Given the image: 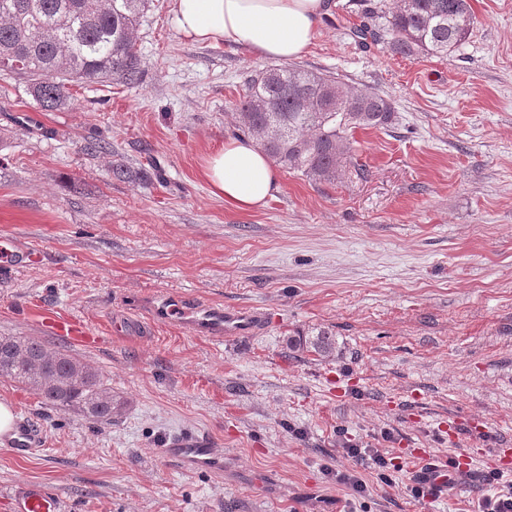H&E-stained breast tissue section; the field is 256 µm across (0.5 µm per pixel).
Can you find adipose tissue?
<instances>
[{
	"label": "adipose tissue",
	"mask_w": 512,
	"mask_h": 512,
	"mask_svg": "<svg viewBox=\"0 0 512 512\" xmlns=\"http://www.w3.org/2000/svg\"><path fill=\"white\" fill-rule=\"evenodd\" d=\"M328 0H174L175 24L194 43L248 50L289 61L311 48ZM203 176L212 194L238 210L264 206L279 189L271 160L252 139L230 138L209 154Z\"/></svg>",
	"instance_id": "ef3b65f1"
}]
</instances>
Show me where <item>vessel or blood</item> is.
I'll list each match as a JSON object with an SVG mask.
<instances>
[{
    "label": "vessel or blood",
    "mask_w": 512,
    "mask_h": 512,
    "mask_svg": "<svg viewBox=\"0 0 512 512\" xmlns=\"http://www.w3.org/2000/svg\"><path fill=\"white\" fill-rule=\"evenodd\" d=\"M152 317L165 321L178 314L195 335L210 340L250 334L263 323L264 316L254 309H230L211 303H200L192 298L171 295L153 303ZM39 324L51 336L81 346L95 345L97 339L85 322L76 316L48 310L41 314ZM38 435L26 424H19L7 438L6 445L14 454L28 452L38 447ZM163 455L188 470H208L223 473L224 459L218 456L207 438L197 435H180L167 440ZM57 500L39 486H28L14 500V512H58Z\"/></svg>",
    "instance_id": "b4317fda"
}]
</instances>
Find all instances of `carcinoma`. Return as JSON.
<instances>
[{"label":"carcinoma","mask_w":512,"mask_h":512,"mask_svg":"<svg viewBox=\"0 0 512 512\" xmlns=\"http://www.w3.org/2000/svg\"><path fill=\"white\" fill-rule=\"evenodd\" d=\"M15 2L12 11L0 9V71L26 80L41 110L67 105L74 83L139 82L135 31L147 0ZM472 25L469 0H399L385 24L366 22L355 36L386 45L394 56L444 57L465 41ZM235 111L238 129L255 138L277 165L326 183L335 182L351 151L349 133L386 128L394 117L384 97L297 66L255 74L244 84ZM0 341L7 354L1 377L34 388L60 411L112 420V388L95 368L34 337ZM295 345L318 356L334 349L324 333Z\"/></svg>","instance_id":"cac0c4a2"}]
</instances>
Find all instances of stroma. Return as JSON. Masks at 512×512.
Here are the masks:
<instances>
[{
	"label": "stroma",
	"instance_id": "obj_1",
	"mask_svg": "<svg viewBox=\"0 0 512 512\" xmlns=\"http://www.w3.org/2000/svg\"><path fill=\"white\" fill-rule=\"evenodd\" d=\"M173 0L136 30L138 84H81L53 112L0 74V336L44 339L98 370L108 422L45 405L0 377V400L41 438L0 444V512L37 483L60 512H473L471 482L413 500V456L512 448V0H471L445 57L391 56L352 31L397 0H331L300 66L383 96L391 126L355 131L335 183L280 170L268 206L213 196L206 155L236 136L232 107L267 60L177 31ZM167 294L264 312L219 343L155 322ZM93 324L82 347L44 335L36 309ZM332 332L331 356L291 347ZM209 436L223 475L183 470L165 439ZM351 441L391 453L365 496L329 479Z\"/></svg>",
	"mask_w": 512,
	"mask_h": 512
}]
</instances>
